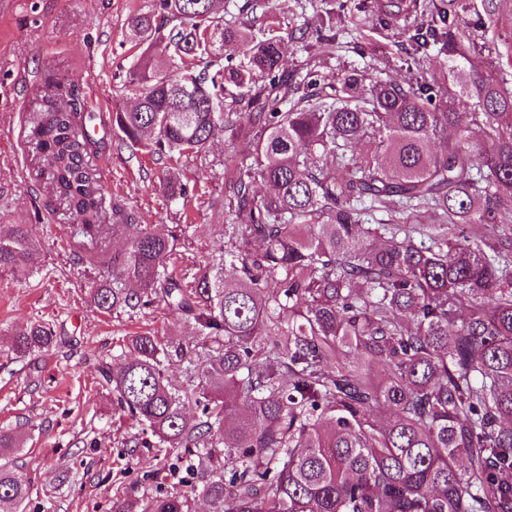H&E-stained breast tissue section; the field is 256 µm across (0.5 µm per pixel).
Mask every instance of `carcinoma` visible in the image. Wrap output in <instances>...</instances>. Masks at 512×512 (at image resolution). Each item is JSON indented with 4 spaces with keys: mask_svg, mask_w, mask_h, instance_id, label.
I'll use <instances>...</instances> for the list:
<instances>
[{
    "mask_svg": "<svg viewBox=\"0 0 512 512\" xmlns=\"http://www.w3.org/2000/svg\"><path fill=\"white\" fill-rule=\"evenodd\" d=\"M216 3L154 0L132 17L147 44L126 75L138 105L112 113V128L170 161L244 134L252 159L223 223L114 224L127 247L111 255L81 104L32 131L39 176L80 225L78 257L103 267L91 302L132 315L158 304L200 336L199 350L129 337L119 366L100 365L112 404L196 461L191 493L209 512H512V80L464 22L469 0H424L403 17L411 55L438 43L444 70L406 86L358 73L333 84L315 68L291 84L283 35L226 26ZM482 9L479 31L496 33L497 0ZM228 43L240 60L224 57ZM165 188L189 195L173 174ZM203 229L224 245L173 276L182 241ZM39 248L32 225H11L0 269L38 267ZM56 343L43 324L13 340L21 355ZM20 447L0 430L9 512H26L32 490ZM185 507L158 497L150 512Z\"/></svg>",
    "mask_w": 512,
    "mask_h": 512,
    "instance_id": "carcinoma-1",
    "label": "carcinoma"
}]
</instances>
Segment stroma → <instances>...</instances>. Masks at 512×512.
Returning <instances> with one entry per match:
<instances>
[{
  "label": "stroma",
  "instance_id": "stroma-1",
  "mask_svg": "<svg viewBox=\"0 0 512 512\" xmlns=\"http://www.w3.org/2000/svg\"><path fill=\"white\" fill-rule=\"evenodd\" d=\"M381 0H347L336 23V43L317 42L315 30L336 0H275L270 12L255 0H224L225 23L273 26L285 33L282 65L333 77L358 72L398 83L442 78L440 55L410 66L409 34L380 22ZM153 0H0V228L29 224L42 242L36 271H0V429L22 426L28 440L15 456L32 494L26 512H113L119 501L144 508L159 495L184 493L194 478L174 453L134 447L137 427L118 419L99 383L101 362L123 359L127 336L155 330L173 343L194 346L192 326L160 307L138 315L100 313L87 290L97 265L79 260L75 225L66 203L38 172L43 161L29 131L46 112L78 99L82 111L106 114L92 138L90 164L110 176L105 188L109 224H218L235 176L225 158L249 159L251 145L225 132L201 156L182 159L181 181L193 192L171 200L164 165L127 145L108 116L130 107L125 73L139 54L128 27ZM46 322L63 342L18 356L16 330Z\"/></svg>",
  "mask_w": 512,
  "mask_h": 512
}]
</instances>
